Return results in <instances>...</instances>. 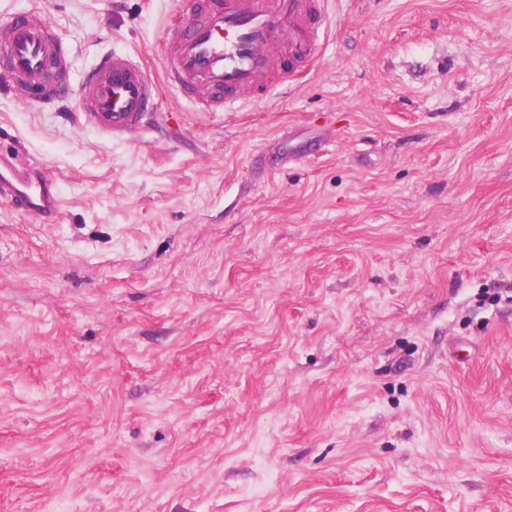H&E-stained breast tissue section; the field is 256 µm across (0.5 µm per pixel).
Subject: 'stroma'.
<instances>
[{
    "label": "stroma",
    "instance_id": "35a3bbf8",
    "mask_svg": "<svg viewBox=\"0 0 512 512\" xmlns=\"http://www.w3.org/2000/svg\"><path fill=\"white\" fill-rule=\"evenodd\" d=\"M38 10L76 94L172 0ZM0 87V512H512V0H330L285 88L103 137ZM0 199L9 200L17 211L38 215L45 224L55 222L61 206L55 182L40 164L2 151Z\"/></svg>",
    "mask_w": 512,
    "mask_h": 512
}]
</instances>
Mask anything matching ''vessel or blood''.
Here are the masks:
<instances>
[{
  "label": "vessel or blood",
  "instance_id": "vessel-or-blood-1",
  "mask_svg": "<svg viewBox=\"0 0 512 512\" xmlns=\"http://www.w3.org/2000/svg\"><path fill=\"white\" fill-rule=\"evenodd\" d=\"M174 11L185 23L168 35L162 75L204 112L258 102L286 84L289 63L301 47L317 43L325 21L324 0H174ZM0 57L7 63L0 78L10 86L43 103L57 100L58 84L47 78L46 67L63 75L68 61L43 13L0 21ZM156 90L140 61L115 54L84 78L78 102L102 135L122 140L149 126ZM0 199L47 224L61 206L55 182L40 164L2 151Z\"/></svg>",
  "mask_w": 512,
  "mask_h": 512
}]
</instances>
